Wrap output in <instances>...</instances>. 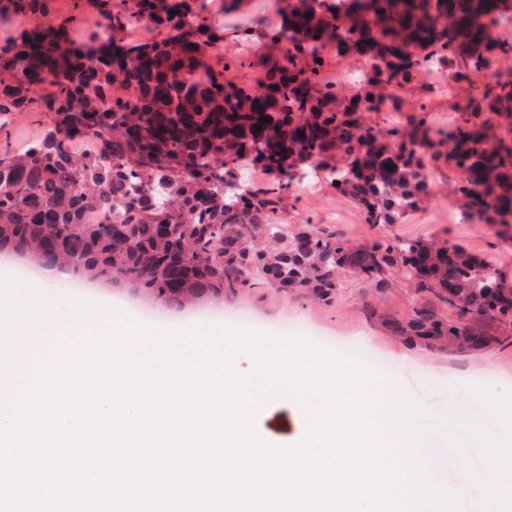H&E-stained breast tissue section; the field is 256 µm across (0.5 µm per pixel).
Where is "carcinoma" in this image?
Wrapping results in <instances>:
<instances>
[{"instance_id": "carcinoma-1", "label": "carcinoma", "mask_w": 512, "mask_h": 512, "mask_svg": "<svg viewBox=\"0 0 512 512\" xmlns=\"http://www.w3.org/2000/svg\"><path fill=\"white\" fill-rule=\"evenodd\" d=\"M511 11L506 0H279L276 53L212 66V43L267 31L224 25L212 0H120L116 11L100 0L101 21L77 43L47 0H0V16L35 21L22 43L0 45V132L19 112L51 125L25 150L0 143V252L179 307L257 285L330 305L346 273L378 295L402 280L420 299L411 315L375 302L370 322L432 352L512 347V304L500 301L512 283L465 247L287 226L283 206L302 173L320 171L364 223L396 224L434 197L425 170L447 169L439 187L462 223L512 245V42L486 33ZM143 18L154 34L130 38ZM362 60L368 76L350 86L325 78ZM435 91L463 96L439 128ZM79 133L99 152L75 163ZM249 164L273 179L249 188ZM151 182L162 197L143 194ZM109 200L122 222L88 223Z\"/></svg>"}]
</instances>
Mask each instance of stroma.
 <instances>
[{"label":"stroma","mask_w":512,"mask_h":512,"mask_svg":"<svg viewBox=\"0 0 512 512\" xmlns=\"http://www.w3.org/2000/svg\"><path fill=\"white\" fill-rule=\"evenodd\" d=\"M298 195L296 207L287 208L289 224L307 222L330 226L360 240L372 241L398 236L405 239L427 238L443 234L449 244H459L512 277V246L498 245L490 230L481 224L457 223L446 196H437L428 211L412 214L401 224H364L353 203L339 198L328 188L314 191L293 185ZM365 285L352 276L342 278V286L332 305L324 306L296 294L260 286L234 297L226 298L225 309L231 317L244 319L246 325L274 333L319 334L327 338L328 349L337 341L353 334L368 337L373 352L381 357L407 365L409 375L395 373L394 378L423 408L429 410L442 433L456 431V424L446 417L449 409L464 412L470 423L486 428L494 422L488 409L467 391L468 385L486 384L496 394L512 392V347L474 351L465 356L448 355L410 347L373 326L364 312ZM56 301V310L71 315V302L82 298L86 303L108 305L126 312L135 320L145 321L157 329H175L193 324L185 310L175 306L155 307L141 294L125 284L112 288L84 289L76 293L58 279L48 288Z\"/></svg>","instance_id":"1"}]
</instances>
